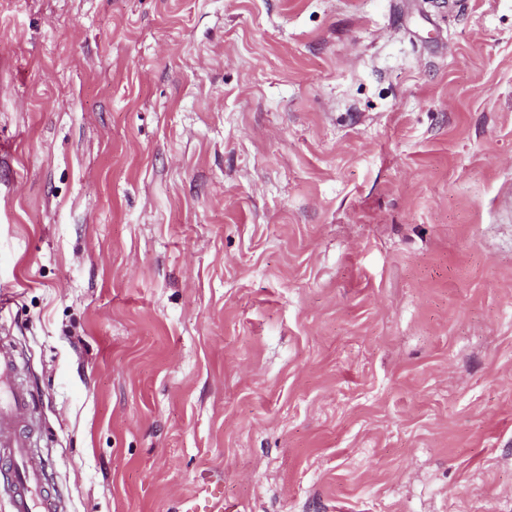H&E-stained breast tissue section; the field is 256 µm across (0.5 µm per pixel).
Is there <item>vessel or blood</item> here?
<instances>
[{
	"instance_id": "b4317fda",
	"label": "vessel or blood",
	"mask_w": 512,
	"mask_h": 512,
	"mask_svg": "<svg viewBox=\"0 0 512 512\" xmlns=\"http://www.w3.org/2000/svg\"><path fill=\"white\" fill-rule=\"evenodd\" d=\"M19 354L0 343V496L12 512H51L53 503L30 433L34 396L20 381Z\"/></svg>"
}]
</instances>
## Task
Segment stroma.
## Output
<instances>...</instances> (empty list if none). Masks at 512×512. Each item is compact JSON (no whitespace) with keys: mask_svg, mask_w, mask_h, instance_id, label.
Returning a JSON list of instances; mask_svg holds the SVG:
<instances>
[{"mask_svg":"<svg viewBox=\"0 0 512 512\" xmlns=\"http://www.w3.org/2000/svg\"><path fill=\"white\" fill-rule=\"evenodd\" d=\"M0 295L56 512H512V0H0Z\"/></svg>","mask_w":512,"mask_h":512,"instance_id":"obj_1","label":"stroma"}]
</instances>
